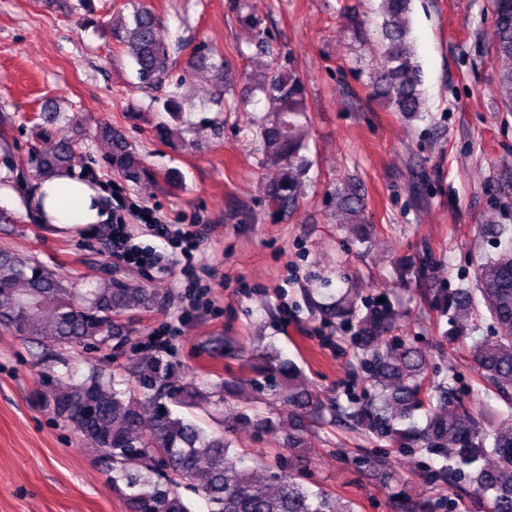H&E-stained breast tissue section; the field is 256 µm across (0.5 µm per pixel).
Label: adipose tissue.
Wrapping results in <instances>:
<instances>
[{
  "label": "adipose tissue",
  "instance_id": "adipose-tissue-1",
  "mask_svg": "<svg viewBox=\"0 0 512 512\" xmlns=\"http://www.w3.org/2000/svg\"><path fill=\"white\" fill-rule=\"evenodd\" d=\"M35 200L39 212L60 231L110 219L97 190L69 173L40 182Z\"/></svg>",
  "mask_w": 512,
  "mask_h": 512
}]
</instances>
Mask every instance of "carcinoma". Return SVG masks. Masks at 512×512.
I'll return each instance as SVG.
<instances>
[{"mask_svg": "<svg viewBox=\"0 0 512 512\" xmlns=\"http://www.w3.org/2000/svg\"><path fill=\"white\" fill-rule=\"evenodd\" d=\"M411 0H382L384 16L379 63L370 76V98L393 112L414 117L422 111L421 71L409 39ZM231 10L259 42H265L261 21L247 10L246 0H232ZM494 40L492 64L504 104L512 103V0H492ZM112 39L126 48L140 81L162 85L168 77L170 52L159 37L153 12L136 9L132 24L112 27ZM210 68L222 74L226 61L206 54L191 58L187 76ZM178 90L163 100L174 116L184 111L188 95ZM268 113L257 124L262 151L278 167L264 185L276 212L293 215L311 162L306 85L288 64L255 84ZM110 141L109 166L126 180L145 174L139 154L110 125L101 126ZM75 141L58 137L52 149L35 159L39 180L70 172L80 161ZM365 195L355 184L336 188V223L350 224L359 244L369 247L376 228L365 221ZM402 275L425 276L426 265L401 258ZM426 302L448 317V343L471 338L467 356L475 364L484 389L506 401L512 414V243L477 265L471 283L458 288H428ZM153 304L151 294L119 280H105L82 290L33 256L0 250V328L12 330L36 345L59 349L125 342V318ZM486 310L492 335L471 337L472 323ZM330 318L354 330L352 342L371 389L369 398L350 402L343 415L353 430L387 442L404 452L427 451L448 458L447 477L465 480L483 501L484 512H512V421L489 429L459 397L451 381L454 368L440 380L429 375L426 351L393 335L399 311L372 301L361 311L357 296L347 294L327 308ZM129 388L116 389L114 371L92 367L77 383L57 381L48 396L54 415L71 426L105 459L112 485L124 496L127 512H191L179 488L204 497L209 512H357L355 503L323 489L313 490L299 474L298 449L325 413L336 407L317 392L295 384L298 366L277 352L256 358L254 376L232 377L220 383L181 376L178 363L159 352L140 351L121 368ZM287 411L288 432L270 454L249 465L232 452L225 434L234 420H244L258 434L276 429L262 412L224 416V432H209L181 410L228 405L239 392L258 384ZM426 409L423 427L413 423Z\"/></svg>", "mask_w": 512, "mask_h": 512, "instance_id": "cac0c4a2", "label": "carcinoma"}]
</instances>
